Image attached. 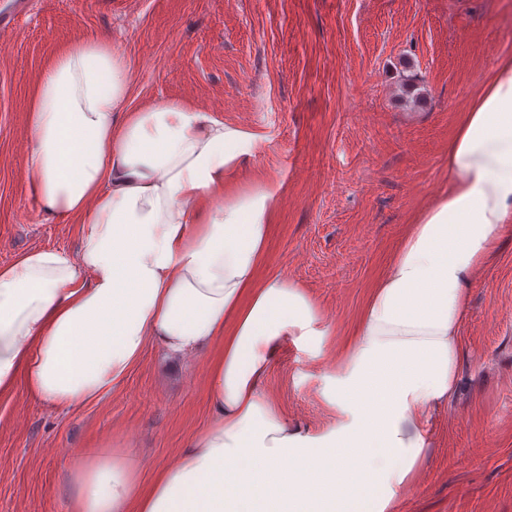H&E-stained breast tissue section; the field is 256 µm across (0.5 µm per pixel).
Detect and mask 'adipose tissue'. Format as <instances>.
<instances>
[{
	"instance_id": "1",
	"label": "adipose tissue",
	"mask_w": 512,
	"mask_h": 512,
	"mask_svg": "<svg viewBox=\"0 0 512 512\" xmlns=\"http://www.w3.org/2000/svg\"><path fill=\"white\" fill-rule=\"evenodd\" d=\"M111 42L78 37L29 104L24 177L43 214L75 219L78 255L0 266V394L58 408L99 399L154 345L203 347L210 420L174 465L125 441L73 455L64 512H396L457 386L468 286L512 222V57L448 144V189L416 218L336 360V425L313 436L262 389L288 337L330 330L293 281L259 277L280 184L225 193L254 137L188 102L134 111Z\"/></svg>"
}]
</instances>
